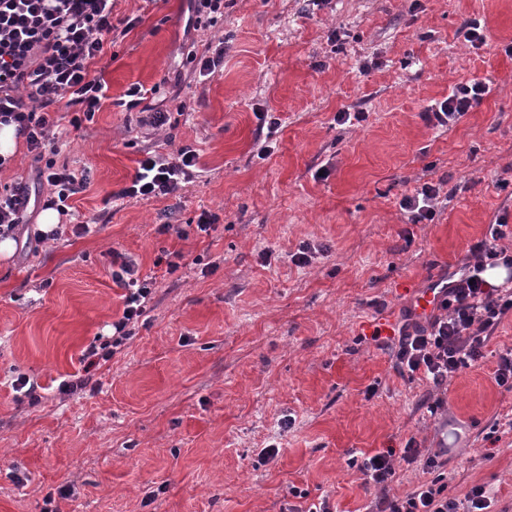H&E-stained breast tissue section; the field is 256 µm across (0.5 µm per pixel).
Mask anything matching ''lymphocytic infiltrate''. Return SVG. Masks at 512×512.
<instances>
[{
    "label": "lymphocytic infiltrate",
    "instance_id": "obj_1",
    "mask_svg": "<svg viewBox=\"0 0 512 512\" xmlns=\"http://www.w3.org/2000/svg\"><path fill=\"white\" fill-rule=\"evenodd\" d=\"M112 0H0V123H13L23 135L29 153L38 163L37 181L51 190L44 205L59 215L69 213V201L86 185L68 166L57 164L58 149L51 133L54 125L48 109L64 94L82 105V116L73 117V126L93 119L104 96L100 79L90 77L89 66L103 51V38L112 33ZM491 91L487 80L455 84L447 98L422 114L432 128L453 125ZM196 152L184 147L177 160L161 154H146L140 160L130 186L120 189L118 198H158L178 191L193 178ZM440 188L426 181L400 201L408 223L434 221ZM31 199L27 184L19 182L0 189V238L13 237L26 221ZM512 239V221L495 217L484 237L470 245L467 262L457 278L449 279L446 299L438 313L417 318L404 308L394 336L385 345L391 349L400 372L420 376L434 388L447 386L464 369L478 365L485 347L502 318L512 312V286L488 285L487 268L512 269V251L503 240ZM116 269L112 282L124 292L121 317L112 321V337L90 347L82 356L84 371L110 360L115 348L130 338V326L147 314L154 281L140 277L133 260L112 252ZM394 449L364 458L359 466L367 481L377 485L394 473ZM408 463L423 461L432 471V480L420 483L404 497H377L370 512H495V502L484 485L471 486L463 498L448 494L443 476L437 475L439 462L423 455L416 440H408L399 453Z\"/></svg>",
    "mask_w": 512,
    "mask_h": 512
}]
</instances>
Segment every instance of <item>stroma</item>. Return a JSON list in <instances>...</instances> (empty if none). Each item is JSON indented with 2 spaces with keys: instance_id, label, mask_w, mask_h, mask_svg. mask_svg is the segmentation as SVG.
Segmentation results:
<instances>
[{
  "instance_id": "obj_1",
  "label": "stroma",
  "mask_w": 512,
  "mask_h": 512,
  "mask_svg": "<svg viewBox=\"0 0 512 512\" xmlns=\"http://www.w3.org/2000/svg\"><path fill=\"white\" fill-rule=\"evenodd\" d=\"M188 16L187 0H114L113 19L135 24L90 66L107 86L99 111L76 129L56 106V160L87 177L70 221L92 230L38 243L23 226L0 254V512H365L381 490L350 459L412 438L440 451L449 496L481 484L512 512V391L494 381L512 315L433 414L428 385L364 332L512 213V0H224L190 33ZM186 44L223 51V69L194 73ZM472 79L490 95L428 127L427 107ZM133 86L146 97L130 108ZM157 109L169 126L141 124ZM343 110L366 118L338 125ZM261 112L279 118L274 136ZM185 146L191 182L115 199L146 152ZM34 177L26 151L0 168V188L34 184L30 223L49 194ZM426 181L453 196L433 223H406L399 202ZM205 211L218 222L199 236ZM113 250L155 280L146 320L91 387L61 393L122 314ZM177 251L167 273L158 259ZM21 376L38 402L13 390Z\"/></svg>"
}]
</instances>
